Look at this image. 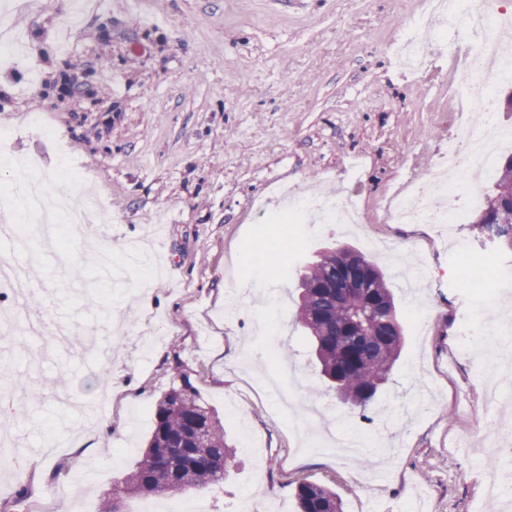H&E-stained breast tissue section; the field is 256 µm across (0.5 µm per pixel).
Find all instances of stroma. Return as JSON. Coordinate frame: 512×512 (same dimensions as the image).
I'll list each match as a JSON object with an SVG mask.
<instances>
[{"mask_svg":"<svg viewBox=\"0 0 512 512\" xmlns=\"http://www.w3.org/2000/svg\"><path fill=\"white\" fill-rule=\"evenodd\" d=\"M68 7L0 0V26L23 34L40 73L30 94L24 72L0 65L7 152L36 160L56 190L75 160L103 205L69 240L84 258L68 271L70 288H59L51 250L39 253L30 312L42 331L0 334V363L12 365L0 420L27 455L20 465L0 455V512H16L21 487L53 512L49 492L88 471L96 478L83 496L101 512L146 447L178 368L236 449L223 489L205 493L211 512L270 503L297 512L303 481L334 489L344 512H482L484 479L504 464L475 451L489 421L512 419V409L487 402L484 361L465 334L492 302L497 267H512V247L478 229L477 206L451 233L389 223L386 208L407 181L431 176L456 134L484 12L508 20L512 43V0H473L412 67L401 53L426 0H89L71 35ZM35 112L56 138L29 129ZM285 189L352 200L357 228L298 215L265 222L256 203ZM370 236L394 247L374 262L404 336L388 382L360 411L321 382L295 317L308 263L335 244L364 251ZM142 238L162 278L123 252L119 281H92L97 244ZM243 269L247 302L236 296ZM470 275L481 290L460 287ZM420 309L430 315L424 337ZM276 368L299 407L287 416L263 386ZM21 373L35 392L16 390ZM104 412L107 430L96 420ZM318 430L356 438L375 466L311 447Z\"/></svg>","mask_w":512,"mask_h":512,"instance_id":"1","label":"stroma"}]
</instances>
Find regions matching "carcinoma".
<instances>
[{
    "mask_svg": "<svg viewBox=\"0 0 512 512\" xmlns=\"http://www.w3.org/2000/svg\"><path fill=\"white\" fill-rule=\"evenodd\" d=\"M485 210L487 228L512 246V188L497 175ZM297 323L311 338L323 380L338 401L365 409L388 381L398 360L403 329L384 272L350 246L328 247L311 262L301 279ZM177 381L156 404L154 427L134 468L112 489L104 512H123L129 494H186L222 483L236 452L224 437V424L193 385ZM205 444L195 442L196 425ZM295 496L299 512H343L328 486L301 482Z\"/></svg>",
    "mask_w": 512,
    "mask_h": 512,
    "instance_id": "cac0c4a2",
    "label": "carcinoma"
}]
</instances>
